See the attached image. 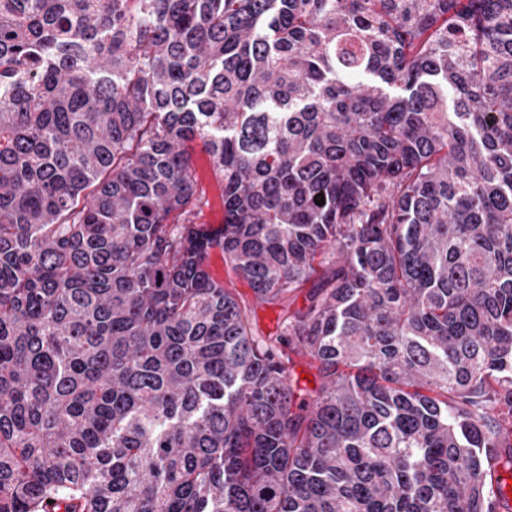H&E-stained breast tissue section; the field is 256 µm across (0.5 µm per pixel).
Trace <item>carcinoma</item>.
Masks as SVG:
<instances>
[{"instance_id":"1","label":"carcinoma","mask_w":512,"mask_h":512,"mask_svg":"<svg viewBox=\"0 0 512 512\" xmlns=\"http://www.w3.org/2000/svg\"><path fill=\"white\" fill-rule=\"evenodd\" d=\"M506 420L512 0H0V512H496ZM200 188L205 193L203 203L195 210L196 224H221L224 218V208L220 197V190L212 176L210 168L206 165L199 171ZM211 265L214 277L224 283V287L231 288L239 299L253 310L259 331L263 334L274 333L281 308L259 305L247 283L241 280L229 266L224 265L220 255L217 254L212 257ZM284 351L292 359L295 368V373L299 377L301 384L307 386L310 389L316 386V375L317 370L315 368V362L306 356L299 350L295 345H289L284 347ZM301 374H308V377L301 378Z\"/></svg>"}]
</instances>
